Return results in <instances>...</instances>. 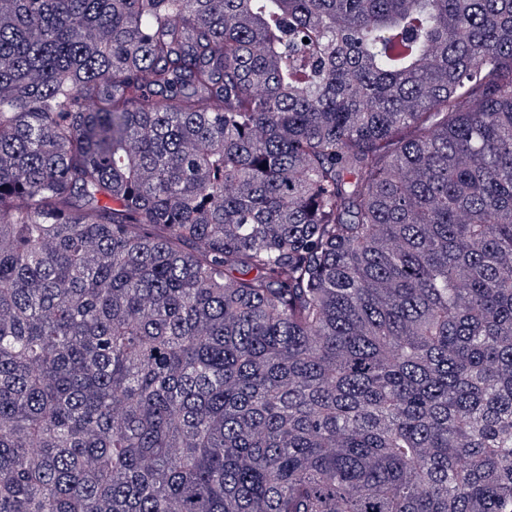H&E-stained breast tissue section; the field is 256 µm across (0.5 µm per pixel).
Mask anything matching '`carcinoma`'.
Returning a JSON list of instances; mask_svg holds the SVG:
<instances>
[{"instance_id":"1","label":"carcinoma","mask_w":512,"mask_h":512,"mask_svg":"<svg viewBox=\"0 0 512 512\" xmlns=\"http://www.w3.org/2000/svg\"><path fill=\"white\" fill-rule=\"evenodd\" d=\"M0 512H512V0H0Z\"/></svg>"}]
</instances>
